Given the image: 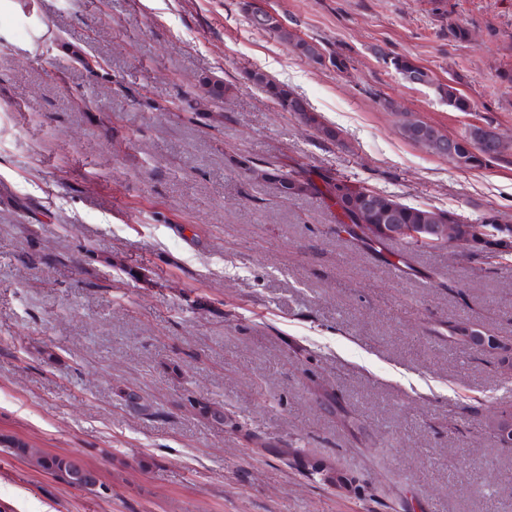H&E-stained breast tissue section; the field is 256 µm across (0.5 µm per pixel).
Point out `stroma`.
<instances>
[{
  "label": "stroma",
  "instance_id": "stroma-1",
  "mask_svg": "<svg viewBox=\"0 0 512 512\" xmlns=\"http://www.w3.org/2000/svg\"><path fill=\"white\" fill-rule=\"evenodd\" d=\"M511 70L512 0H0V436L98 477L77 489L0 446V512H512L492 430L512 363L448 339L458 321L512 340V257L372 246L328 196L256 174L512 225V150L466 170L402 130L512 141ZM207 78L228 97L206 101ZM257 12L261 14H257ZM257 12L252 14L251 22L253 26L261 30L276 31L283 40L291 44L300 54L318 63L323 62V54L314 43L301 38L296 39L275 17L262 11ZM391 66L408 83L433 87L438 97L456 112H473L475 104L462 94L451 82H435L432 75L413 58L395 56ZM250 80L261 88L282 112L300 116L306 124L329 138H336L337 131L327 126L317 114L310 112L302 98L293 93L288 86L276 82L260 71H253ZM295 176L292 173H288V175L282 174L281 176H276L277 181L279 183L280 194L284 198H292L296 195L300 194H308L309 192L322 193L316 185L304 179H296V181H290Z\"/></svg>",
  "mask_w": 512,
  "mask_h": 512
}]
</instances>
